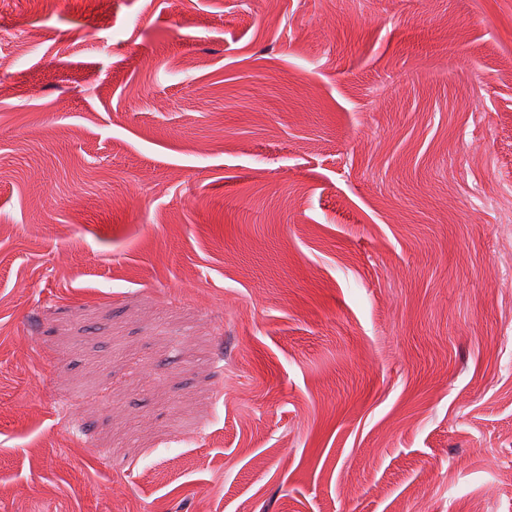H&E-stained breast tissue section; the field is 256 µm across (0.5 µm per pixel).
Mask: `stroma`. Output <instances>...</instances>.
Segmentation results:
<instances>
[{"label": "stroma", "mask_w": 512, "mask_h": 512, "mask_svg": "<svg viewBox=\"0 0 512 512\" xmlns=\"http://www.w3.org/2000/svg\"><path fill=\"white\" fill-rule=\"evenodd\" d=\"M0 512H512V0H6Z\"/></svg>", "instance_id": "35a3bbf8"}]
</instances>
